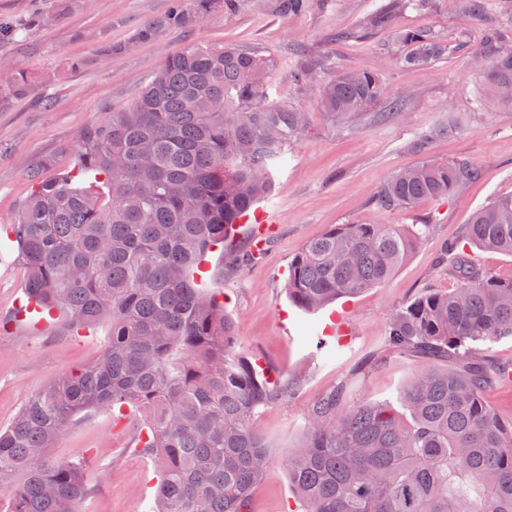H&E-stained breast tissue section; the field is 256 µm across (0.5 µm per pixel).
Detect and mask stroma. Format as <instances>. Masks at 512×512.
Masks as SVG:
<instances>
[{
	"label": "stroma",
	"mask_w": 512,
	"mask_h": 512,
	"mask_svg": "<svg viewBox=\"0 0 512 512\" xmlns=\"http://www.w3.org/2000/svg\"><path fill=\"white\" fill-rule=\"evenodd\" d=\"M58 2L0 0V19L21 28L0 41V227L15 222L34 190L32 168L47 178L76 171L82 130L130 105L184 44L224 41L269 56L270 101L310 114L306 135L289 147L262 202L277 216V233L264 255L224 279L237 351L296 382L288 402L260 409L254 420L272 448L251 512H288L295 495L284 461L303 438L309 409L340 385L350 402L396 401L418 362L388 349L391 311L426 290L455 288L436 264L442 248L463 237L472 212L512 195V109L479 106L483 87L470 59L489 30L512 38V12L474 18L459 0H424L398 12L392 25L374 28L369 19L383 0H310L298 15L282 0H240L234 11L215 8L199 26L141 43L137 29L164 13L168 0H70L63 14ZM35 14L42 22L28 25ZM405 29L427 32L443 53L428 66H404ZM115 43L124 51L106 52ZM345 67L379 70L385 100L377 112L399 97V113L386 120L371 113L353 127L323 113L316 86ZM13 72L27 80L18 94L9 86ZM426 158L472 161L479 176L449 198L379 212L373 198L387 178ZM334 224H427L431 232L383 286L302 311L284 290L288 265ZM24 279L20 262L0 271V426L60 374L90 363L108 331L104 324L83 335L25 328L15 318ZM132 433L116 431L106 409L74 422L59 440L56 458L85 459L91 493L80 512H142L151 499L156 465L131 450Z\"/></svg>",
	"instance_id": "stroma-1"
}]
</instances>
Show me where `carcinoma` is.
<instances>
[{"instance_id":"carcinoma-1","label":"carcinoma","mask_w":512,"mask_h":512,"mask_svg":"<svg viewBox=\"0 0 512 512\" xmlns=\"http://www.w3.org/2000/svg\"><path fill=\"white\" fill-rule=\"evenodd\" d=\"M171 0L135 39L200 24L218 2ZM411 0H392L371 23L388 24ZM481 17L501 0H463ZM403 63L425 66L443 46L403 30ZM483 105L512 108V45L475 50ZM273 60L224 43H190L171 53L128 107L80 136L78 165L93 175L75 187L66 173L45 179L11 226L26 269L24 291L77 331L109 332L94 361L65 372L0 427V512H78L89 496L84 459L51 455L80 416L124 407L142 416L136 450L159 480L146 512H250L251 492L270 462L256 430L258 410L284 403L293 384L273 381L235 349L236 325L219 292L197 280L207 254L222 252V280L252 258L238 219L269 196L308 113L273 104ZM383 94L376 70L347 68L317 89L320 108L353 123ZM479 173L469 161L426 160L394 173L377 210L445 199ZM429 224H335L288 265V299L318 310L388 281L430 233ZM465 239L512 256V195L476 210ZM458 287L427 292L394 310L389 346L421 365L389 403L348 404L343 388L308 412L302 442L286 465L296 498L290 512H512V424L482 398L495 380L481 345L512 336V280L475 268L446 249Z\"/></svg>"}]
</instances>
